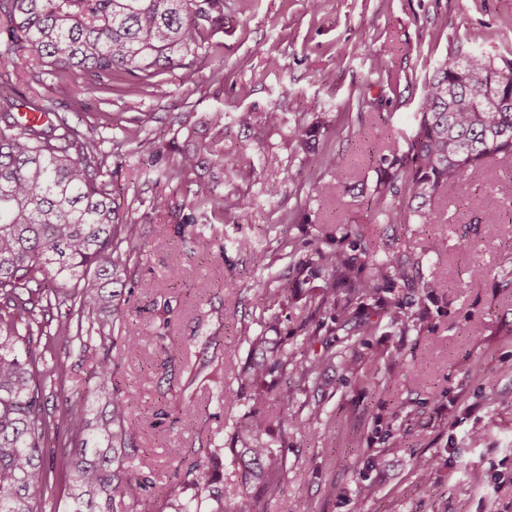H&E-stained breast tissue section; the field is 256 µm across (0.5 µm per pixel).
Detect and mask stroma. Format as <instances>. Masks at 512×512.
<instances>
[{
  "label": "stroma",
  "mask_w": 512,
  "mask_h": 512,
  "mask_svg": "<svg viewBox=\"0 0 512 512\" xmlns=\"http://www.w3.org/2000/svg\"><path fill=\"white\" fill-rule=\"evenodd\" d=\"M478 42H470V34ZM222 61L163 74L162 90L128 95L88 92L82 81L57 89L50 76L28 69L26 44H7L13 86L29 98L49 97L73 126L108 113L101 150L112 170L114 196L131 222L136 255L128 283L130 304L149 340L125 354L120 379L136 397L142 420L134 468L154 485L122 512H174L164 489L194 463L210 461L207 476L219 499L205 512L231 504L241 492L246 464L235 437L249 402L219 407L217 393L235 399L238 371L249 354L240 330L264 332L269 347L295 333L307 313L301 304L282 315L260 316L255 293L297 280L278 252L285 238L317 240L337 225H356L376 252L418 259L423 279L443 286L429 306L423 332L337 336L350 368L327 366L318 385L302 388L288 407L268 400L265 442L283 462L275 488L253 483L263 512H512V222L486 235L476 220L512 195V159L491 160L483 173L446 189L439 202L440 253L427 250L430 227L401 211L396 223L374 220L368 189L373 159L387 140L411 134L426 81L445 57L480 50L512 57V0H224ZM288 97H281V90ZM216 109L284 113L293 123L324 113L327 131L315 153H295L279 135L258 152L256 169L209 181L205 172L158 180L128 138L133 128L167 149L186 139L198 115ZM342 156L341 172L321 163ZM208 183L232 208L239 196L255 200L248 221L201 224L196 234L174 231L199 184ZM167 196L166 209L155 206ZM309 223H302V215ZM250 250L237 249L241 238ZM180 349L173 366L162 347ZM39 349L66 371V385L92 393L100 358L61 339ZM378 365L374 382L367 369ZM153 371L144 381V371ZM69 437L59 433L48 470L42 512H67ZM182 449L180 458L169 451ZM218 460H210L213 449ZM433 469L420 476L419 455Z\"/></svg>",
  "instance_id": "1"
}]
</instances>
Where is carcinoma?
Wrapping results in <instances>:
<instances>
[{
  "mask_svg": "<svg viewBox=\"0 0 512 512\" xmlns=\"http://www.w3.org/2000/svg\"><path fill=\"white\" fill-rule=\"evenodd\" d=\"M222 30L224 0H0V33L10 43L27 44L26 66L50 68L59 87L82 78L92 91H160L163 84L155 77L223 55L224 44L212 40ZM0 68V512H39L47 448L62 428L72 444L68 512H116L119 504L140 501L150 485L149 477L130 474L129 443L141 424L130 415L134 394L119 384L121 357L112 355L118 340L129 350L146 340L122 300V274L131 259L124 250L130 224L106 179L101 122L80 128L57 114L44 124H19L18 98L10 91L2 59ZM199 123L210 131L201 146L190 150L169 142L177 154L173 169L157 164L160 150L140 137V130L133 131L132 141L168 180L210 167L232 176L242 169L254 171L266 130L285 127L282 112L236 113L234 123L255 131V138L226 160L224 111L206 112ZM326 128L322 113L315 112L288 127V139L306 154ZM491 154L512 156V59L496 61L479 52L449 56L425 85L412 134L402 144H389L374 161L376 215L394 224L406 207L417 224L448 223L436 199L445 188L468 179ZM402 185L409 196L401 195ZM189 208L175 226L180 235L200 222L224 223L222 196L199 188ZM511 209L507 200L486 212L484 231L494 234L504 223L502 214ZM336 233L333 246L306 240L281 245L289 268L305 274L309 317L301 329L303 339L285 342L253 362L245 372L248 381L261 380L276 368L315 385L324 367L342 356L327 337L340 331L372 336L383 321L403 332L425 329L427 302L443 284L413 281L419 263L402 254L377 256L351 224L338 225ZM409 286L416 294L405 304L396 292ZM293 291L284 278L273 291L258 292L255 306L262 313L276 305L286 308ZM67 303L68 318L54 321L53 310ZM36 336L77 341L84 349L99 341L96 375L102 387L112 385L107 416L89 424L82 396L65 403L56 418L42 412L44 389L62 382L64 373L58 361H48L45 352L33 347ZM295 395L287 386L271 396L286 410ZM271 396L250 395L248 419L237 437L253 469L243 473L245 489L229 512H261L260 499L247 486L254 479L269 485L276 481V459L262 441L268 427L263 407ZM188 484L197 488L194 496L184 497L186 486L180 484L167 487L166 497L176 512H203L208 482L197 475Z\"/></svg>",
  "mask_w": 512,
  "mask_h": 512,
  "instance_id": "obj_1",
  "label": "carcinoma"
}]
</instances>
